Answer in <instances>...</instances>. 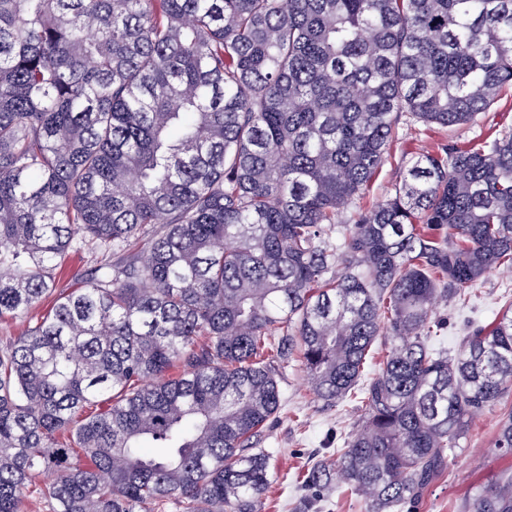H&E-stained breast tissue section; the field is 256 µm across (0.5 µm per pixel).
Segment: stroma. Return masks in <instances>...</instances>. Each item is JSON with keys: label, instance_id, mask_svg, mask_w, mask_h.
Returning a JSON list of instances; mask_svg holds the SVG:
<instances>
[{"label": "stroma", "instance_id": "obj_1", "mask_svg": "<svg viewBox=\"0 0 512 512\" xmlns=\"http://www.w3.org/2000/svg\"><path fill=\"white\" fill-rule=\"evenodd\" d=\"M512 130V87L502 91L488 112L474 123L448 128L426 127L402 119L392 143L391 154L365 188L360 204L368 209L383 201L400 179L402 164L432 151L438 144L464 147L502 131ZM512 297V275L491 274L479 281L468 305L438 304L437 316L445 318L443 344L456 349L459 336L470 323L490 324L503 312L506 298ZM282 404L265 431L263 448L274 452L280 478L266 495L263 512H298L303 500H312L310 512H363L354 493L334 482L324 495L307 487L304 477L315 458L335 452L338 436L351 433L360 415L353 406L327 407L314 401L300 367L289 368L280 377ZM512 410V390L506 392L495 410L485 412L469 427L460 448L447 466L421 493L417 502L403 512H464V501L477 487L491 486L512 475V455L494 452L500 413Z\"/></svg>", "mask_w": 512, "mask_h": 512}]
</instances>
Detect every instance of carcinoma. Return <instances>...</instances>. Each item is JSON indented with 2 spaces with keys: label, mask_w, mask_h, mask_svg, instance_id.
<instances>
[{
  "label": "carcinoma",
  "mask_w": 512,
  "mask_h": 512,
  "mask_svg": "<svg viewBox=\"0 0 512 512\" xmlns=\"http://www.w3.org/2000/svg\"><path fill=\"white\" fill-rule=\"evenodd\" d=\"M508 85L512 0H0V318L112 253L0 343V512H262L293 364L362 411L308 482L416 500L512 388L511 309L434 347L437 302L512 268V132L341 215L401 117ZM467 512H512V477ZM103 258L100 251L91 249H84L76 254H71L58 276L60 279L59 288H78L82 286V276Z\"/></svg>",
  "instance_id": "obj_1"
}]
</instances>
